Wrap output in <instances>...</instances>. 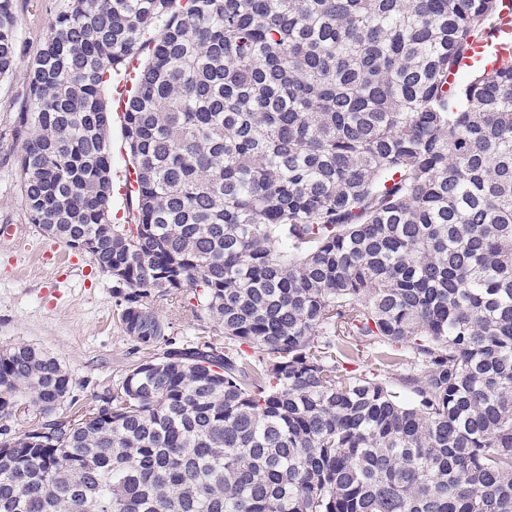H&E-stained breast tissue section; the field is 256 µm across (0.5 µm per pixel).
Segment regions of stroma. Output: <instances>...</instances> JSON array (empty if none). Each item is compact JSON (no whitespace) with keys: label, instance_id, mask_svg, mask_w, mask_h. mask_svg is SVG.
I'll use <instances>...</instances> for the list:
<instances>
[{"label":"stroma","instance_id":"35a3bbf8","mask_svg":"<svg viewBox=\"0 0 512 512\" xmlns=\"http://www.w3.org/2000/svg\"><path fill=\"white\" fill-rule=\"evenodd\" d=\"M67 0H14L21 59L0 79V347L29 344L67 366L75 403L62 415L88 410L117 388L131 365L158 357L124 336L111 277L88 255L37 231L28 221L18 186L21 143L12 129L28 84L27 64L37 54Z\"/></svg>","mask_w":512,"mask_h":512}]
</instances>
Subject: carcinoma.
I'll return each mask as SVG.
<instances>
[{"instance_id": "1", "label": "carcinoma", "mask_w": 512, "mask_h": 512, "mask_svg": "<svg viewBox=\"0 0 512 512\" xmlns=\"http://www.w3.org/2000/svg\"><path fill=\"white\" fill-rule=\"evenodd\" d=\"M502 8L67 0L21 196L164 351L67 425V367L1 350L0 512H512V55L458 68ZM145 50L120 223L104 91ZM18 61L0 0V78ZM154 292L212 334L169 335Z\"/></svg>"}]
</instances>
